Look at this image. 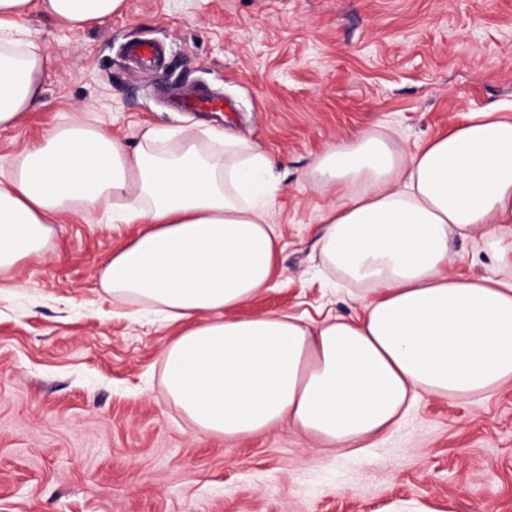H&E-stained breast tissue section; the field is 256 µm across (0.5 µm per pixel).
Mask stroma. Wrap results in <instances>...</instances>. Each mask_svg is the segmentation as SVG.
Returning <instances> with one entry per match:
<instances>
[{
	"instance_id": "obj_1",
	"label": "stroma",
	"mask_w": 512,
	"mask_h": 512,
	"mask_svg": "<svg viewBox=\"0 0 512 512\" xmlns=\"http://www.w3.org/2000/svg\"><path fill=\"white\" fill-rule=\"evenodd\" d=\"M18 27L51 64L41 106L0 128V168L74 118L132 147L149 128L215 127L269 156L281 276L233 318L360 313L361 287L322 262L334 196L310 173L316 157L380 125L406 156L465 113L512 102V0H126L84 30L38 11ZM144 39L162 45L160 68L129 59ZM164 87H206L232 108L168 107ZM136 230L100 207L70 214L0 275V512H512V382L419 395L361 452L288 426L199 433L163 388L177 327L132 322L100 284ZM448 272L512 273L481 233L453 241Z\"/></svg>"
}]
</instances>
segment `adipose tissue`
I'll use <instances>...</instances> for the list:
<instances>
[{
  "mask_svg": "<svg viewBox=\"0 0 512 512\" xmlns=\"http://www.w3.org/2000/svg\"><path fill=\"white\" fill-rule=\"evenodd\" d=\"M125 0H0V128L42 99L47 57L14 37L32 10L71 29L121 14ZM137 148L86 123L51 130L0 172V273L40 254L74 203L111 204L134 237L101 285L182 331L166 347L167 398L201 432L245 437L288 425L332 446L387 433L420 392L451 399L512 381V277L458 278L450 246L497 225L512 262V119L467 113L401 156L389 130L329 149L313 173L336 200L320 217L322 256L363 285L359 317L229 319L272 288L277 184L255 143L214 129L170 151Z\"/></svg>",
  "mask_w": 512,
  "mask_h": 512,
  "instance_id": "adipose-tissue-1",
  "label": "adipose tissue"
}]
</instances>
